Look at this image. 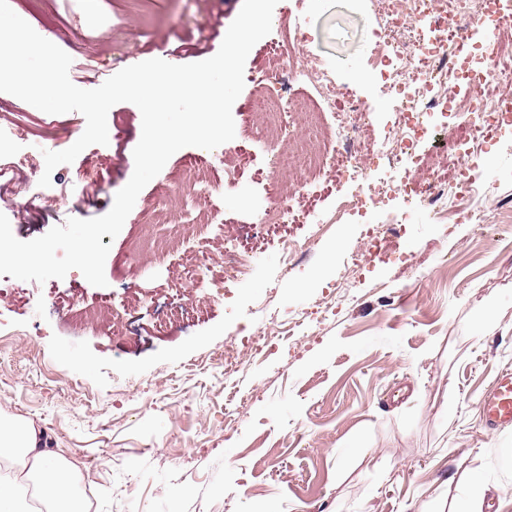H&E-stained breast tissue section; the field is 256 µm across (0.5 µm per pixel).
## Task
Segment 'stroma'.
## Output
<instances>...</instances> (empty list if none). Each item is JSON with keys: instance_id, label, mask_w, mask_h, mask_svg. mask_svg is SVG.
<instances>
[{"instance_id": "1", "label": "stroma", "mask_w": 512, "mask_h": 512, "mask_svg": "<svg viewBox=\"0 0 512 512\" xmlns=\"http://www.w3.org/2000/svg\"><path fill=\"white\" fill-rule=\"evenodd\" d=\"M243 0H9L72 59L71 81L93 89L153 58L216 54ZM377 0H279L250 51L223 164L253 161L213 195H190L177 151L140 192L110 252L106 286L76 269L45 283L9 279L0 298V414L33 423L47 449L77 467L88 512H512V427L490 432L480 405L512 373V134L475 148L482 224H433L400 199L353 224H270L271 153L252 110L258 95L317 106L303 83L284 87L271 42L297 32L311 62L376 114L358 140H381L393 103L373 64ZM107 145L87 147L51 176L52 196L0 181V212L29 241L68 218L106 214L134 170L142 117L131 103L107 117ZM81 113H44L0 92V131L33 155L69 148ZM341 159L301 170L288 194L336 205ZM220 214L223 224L209 221ZM402 214L378 258L370 228ZM298 243L285 257L282 242ZM250 266L212 279L221 242ZM188 317L168 320L174 299ZM492 310V326L480 319ZM266 341L232 375L214 368L230 345Z\"/></svg>"}]
</instances>
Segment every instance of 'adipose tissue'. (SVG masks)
<instances>
[{
	"instance_id": "adipose-tissue-1",
	"label": "adipose tissue",
	"mask_w": 512,
	"mask_h": 512,
	"mask_svg": "<svg viewBox=\"0 0 512 512\" xmlns=\"http://www.w3.org/2000/svg\"><path fill=\"white\" fill-rule=\"evenodd\" d=\"M0 458L28 465V476L39 486L50 512H84L74 467L41 448L38 432L30 422L0 417Z\"/></svg>"
}]
</instances>
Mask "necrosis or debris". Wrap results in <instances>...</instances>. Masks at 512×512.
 Wrapping results in <instances>:
<instances>
[{"label": "necrosis or debris", "instance_id": "4bbe7bcc", "mask_svg": "<svg viewBox=\"0 0 512 512\" xmlns=\"http://www.w3.org/2000/svg\"><path fill=\"white\" fill-rule=\"evenodd\" d=\"M489 7L498 11L502 27L512 28V0H379L385 35L375 48V62L386 77L385 89L398 114L381 142L352 143L351 129L371 122L372 113L357 108L324 67L305 64L299 39L271 46L274 58L297 60L295 73L300 82L311 84L323 108L337 115L335 137L342 166L362 182L360 190L340 195L330 215L314 212L306 204L283 202L275 217L279 223L345 224L361 212L377 208L392 194L427 209L437 223L452 213L472 224L482 222L481 212L469 204L476 179L467 164L468 144L492 138L503 124L512 121V114L498 109L503 95L489 90L493 84L512 85V57L496 53L490 43L475 48L458 32L466 16ZM450 75L463 95L460 112L447 109L445 86ZM451 125L469 132L468 143L460 144L457 151L458 179L450 185L433 173L426 181H418L413 164L422 138L432 129ZM378 159L398 167L399 182L370 183Z\"/></svg>", "mask_w": 512, "mask_h": 512}]
</instances>
